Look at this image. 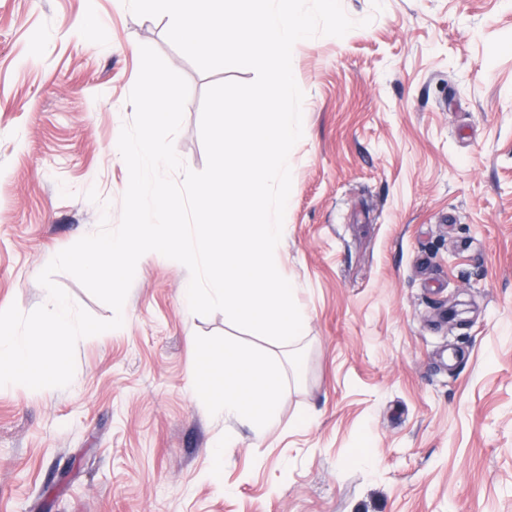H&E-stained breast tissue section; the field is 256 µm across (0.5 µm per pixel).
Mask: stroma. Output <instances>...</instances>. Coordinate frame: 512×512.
Returning <instances> with one entry per match:
<instances>
[{
  "mask_svg": "<svg viewBox=\"0 0 512 512\" xmlns=\"http://www.w3.org/2000/svg\"><path fill=\"white\" fill-rule=\"evenodd\" d=\"M341 4L357 28L292 51L282 273L307 321L281 426L260 440L220 409L225 349L277 348L186 312L189 270L156 255L68 386L0 387V512H512V0ZM169 26L123 0H0V310L44 305L51 259L118 226L141 46L187 80L173 143L205 168V91L255 74L202 72Z\"/></svg>",
  "mask_w": 512,
  "mask_h": 512,
  "instance_id": "1",
  "label": "stroma"
}]
</instances>
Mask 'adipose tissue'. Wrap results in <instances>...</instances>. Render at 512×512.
<instances>
[{"label":"adipose tissue","mask_w":512,"mask_h":512,"mask_svg":"<svg viewBox=\"0 0 512 512\" xmlns=\"http://www.w3.org/2000/svg\"><path fill=\"white\" fill-rule=\"evenodd\" d=\"M281 395L279 363L233 347L224 352L225 416L248 423L257 436L275 430L280 422Z\"/></svg>","instance_id":"1"}]
</instances>
